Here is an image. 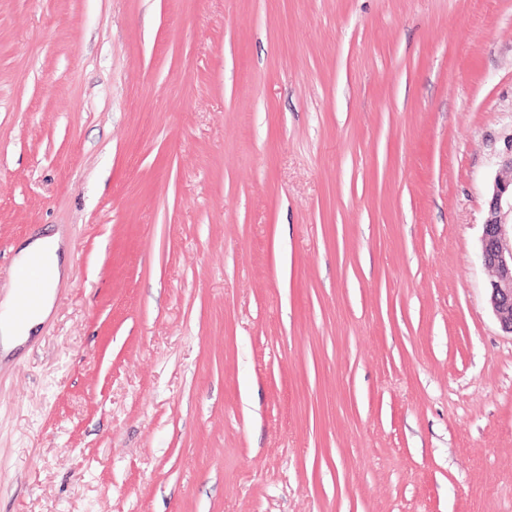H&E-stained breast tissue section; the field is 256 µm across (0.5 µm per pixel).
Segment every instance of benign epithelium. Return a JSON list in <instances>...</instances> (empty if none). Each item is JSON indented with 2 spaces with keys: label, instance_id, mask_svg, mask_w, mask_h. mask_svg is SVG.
<instances>
[{
  "label": "benign epithelium",
  "instance_id": "1",
  "mask_svg": "<svg viewBox=\"0 0 512 512\" xmlns=\"http://www.w3.org/2000/svg\"><path fill=\"white\" fill-rule=\"evenodd\" d=\"M480 256L494 273L490 283L494 314L502 329L512 334V137L492 186Z\"/></svg>",
  "mask_w": 512,
  "mask_h": 512
}]
</instances>
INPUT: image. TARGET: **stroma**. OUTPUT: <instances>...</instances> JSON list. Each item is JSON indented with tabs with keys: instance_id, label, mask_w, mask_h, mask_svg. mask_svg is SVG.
Segmentation results:
<instances>
[{
	"instance_id": "stroma-1",
	"label": "stroma",
	"mask_w": 512,
	"mask_h": 512,
	"mask_svg": "<svg viewBox=\"0 0 512 512\" xmlns=\"http://www.w3.org/2000/svg\"><path fill=\"white\" fill-rule=\"evenodd\" d=\"M511 135L512 0H0V512H512ZM480 256L494 273L489 288L494 314L502 329L512 335V137L492 186ZM61 247L60 238L53 236L35 239L20 250L16 258L17 268H25L35 258H42L46 269L45 282L43 288L42 269L38 264L15 270L13 286L19 299L16 312L15 294L6 297L2 304L0 301V335L2 333V350L5 354L22 346L34 336L37 328L48 316L54 299V288L63 273L60 262ZM41 293L39 307L24 323L18 324L15 315L18 320H23L39 304Z\"/></svg>"
}]
</instances>
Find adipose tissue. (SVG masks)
<instances>
[{"instance_id":"1","label":"adipose tissue","mask_w":512,"mask_h":512,"mask_svg":"<svg viewBox=\"0 0 512 512\" xmlns=\"http://www.w3.org/2000/svg\"><path fill=\"white\" fill-rule=\"evenodd\" d=\"M62 242L59 237L38 238L22 248L16 258L17 267H27L34 259L45 262V282L42 300L24 323L15 320V296H8L0 301V351L11 352L22 346L48 316L53 299L54 289L62 276L60 251Z\"/></svg>"}]
</instances>
